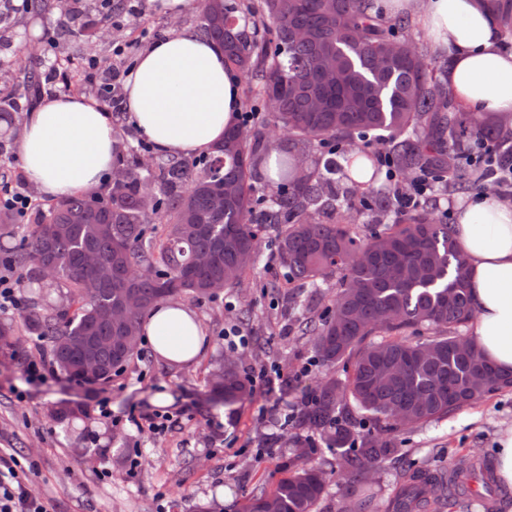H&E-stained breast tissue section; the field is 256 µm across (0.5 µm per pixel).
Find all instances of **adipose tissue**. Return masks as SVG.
<instances>
[{
    "mask_svg": "<svg viewBox=\"0 0 512 512\" xmlns=\"http://www.w3.org/2000/svg\"><path fill=\"white\" fill-rule=\"evenodd\" d=\"M382 8L417 16L447 51L440 77L457 106L512 121V40L483 0H384ZM124 107L156 155L189 157L211 151L235 125L240 82L225 67L221 46L174 32L139 54L125 78ZM13 149L28 181L60 200L110 179L120 142L110 110L63 95L27 114ZM452 232L466 259L476 343L488 362L512 372V206L474 196L459 208ZM141 325L167 364L191 365L206 347L196 313L184 304L159 302Z\"/></svg>",
    "mask_w": 512,
    "mask_h": 512,
    "instance_id": "1",
    "label": "adipose tissue"
}]
</instances>
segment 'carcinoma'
<instances>
[{"label": "carcinoma", "mask_w": 512, "mask_h": 512, "mask_svg": "<svg viewBox=\"0 0 512 512\" xmlns=\"http://www.w3.org/2000/svg\"><path fill=\"white\" fill-rule=\"evenodd\" d=\"M490 9L504 32L512 35V0H491ZM200 29L224 48L225 66L258 81L266 95L272 79L280 74L294 84L310 88L321 49L336 68L349 74V95L341 106L323 112L309 110L302 95L284 100L276 122L288 131L286 148L271 144L259 132L241 135L229 129L224 140L203 161L167 160L152 174L158 192L155 207L143 209V179L139 154L130 149L117 155V164L128 172L125 183L113 187L96 202L79 192L63 201L36 205L33 222L25 225L20 245L7 262L15 269L17 286L40 284L34 269L43 251L56 260V288L71 298L70 308L60 310L33 301L23 313L26 331L50 343L53 365L69 379L79 375L62 360L59 349L69 336L84 333L99 313L120 301L130 288L138 291L150 309L162 301L159 283L179 280L174 294L212 299V287L237 285L256 266L259 255L246 256L262 224L277 225L272 258L287 270L288 282L311 284L319 278L345 271L330 314L319 320L295 317L298 331L312 337L316 358L326 365L347 363L351 372L342 383L327 380L316 394L315 405L297 414L300 425L323 439L327 448L345 462L344 473L351 497L341 512H365L358 498L368 466L382 460H400L404 449L389 437L398 424L416 426L438 421L486 395L512 389V372L489 362L481 365L457 357L454 339L475 317L466 279V260L451 234V227L432 217V204L402 212L393 189L373 191L360 182L364 169L358 160L374 162L362 151L346 159L344 182L335 160L314 168L306 184L294 181L297 155L330 141L350 142L373 133L381 137L394 167L408 179L425 171L446 176L442 189L466 191L461 174L462 146L479 135L501 142L502 121L477 122L452 102L448 89L436 75L435 62L426 54L412 62L413 43L402 35L406 23L386 20L372 11V0H262L266 28H225L242 5L236 0H197ZM299 22L311 34L309 41H294L289 31ZM16 88L0 91V122L19 130L13 114L19 112ZM277 150L279 197L258 213L254 179ZM223 179L237 184L238 193L224 210L208 207V187ZM374 217L392 222L365 230L343 221L322 220L341 208L355 205ZM112 224V236L98 237L95 225ZM65 230L44 241L47 225ZM93 245L102 258L119 269L146 266L151 275L136 281L120 276L110 284L91 279L82 269L81 254ZM195 252L213 256L212 266L197 270L190 264ZM411 326H425L435 335L416 342L390 336ZM383 333L379 341L368 337ZM142 357L139 344L120 357L108 351L102 360L111 374ZM404 363V374L389 367ZM214 393L226 403L250 394V386L237 367L222 362L213 374ZM361 411L378 423L379 435L361 437L355 447L353 412ZM456 473L488 488L490 469L462 461ZM323 469L311 465L281 478L272 492L259 489L240 512H265L268 501L278 512H315L325 494ZM438 479L421 472L402 487L397 512H418L425 499L422 489L437 487Z\"/></svg>", "instance_id": "carcinoma-1"}]
</instances>
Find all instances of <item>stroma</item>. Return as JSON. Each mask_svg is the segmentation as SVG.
Returning a JSON list of instances; mask_svg holds the SVG:
<instances>
[{
    "label": "stroma",
    "mask_w": 512,
    "mask_h": 512,
    "mask_svg": "<svg viewBox=\"0 0 512 512\" xmlns=\"http://www.w3.org/2000/svg\"><path fill=\"white\" fill-rule=\"evenodd\" d=\"M123 11L111 20H95L101 40L87 44L62 27L59 12H17L9 29V46L0 48V68L12 82L46 73L67 48L72 64L55 73L50 96L67 84L86 78V56L106 68L138 54L156 39L175 30L200 28L194 9L169 15L151 0H122ZM38 49H30V39ZM275 226L261 235L263 257L242 285L214 300L192 299L208 346L193 365L179 368L154 357L142 341V359L132 362L103 385L84 386L53 370L44 379L29 380V360L49 349L28 335L21 308L28 292H18V308L0 311V322L11 324L18 337L16 354H0V448H12L27 486L51 506L52 512H238L256 489H272L283 476L284 462L299 468L321 465L327 487L316 512H340L349 486L342 465L325 446L297 449L306 428L288 426L284 418L299 409L301 398L316 392L326 378L345 379L343 366L317 364L308 337L299 335L288 319L287 271L268 257ZM279 284L280 292L269 289ZM249 319H242V311ZM236 329L247 345L233 347L224 339ZM236 360L243 375L274 365L283 373L273 394L253 389L242 402L227 405L215 399L207 382L216 357ZM87 403L86 418L77 426L57 423L51 416L63 402ZM166 414L167 429L155 433L136 427L145 414ZM512 428V389L496 392L448 418L395 434L406 452L404 461H382L370 469L368 512H394V501L410 475L425 467L450 472L462 460L496 459L500 434Z\"/></svg>",
    "instance_id": "35a3bbf8"
}]
</instances>
